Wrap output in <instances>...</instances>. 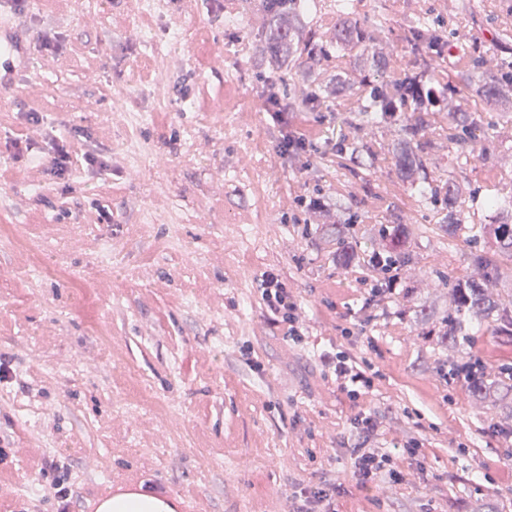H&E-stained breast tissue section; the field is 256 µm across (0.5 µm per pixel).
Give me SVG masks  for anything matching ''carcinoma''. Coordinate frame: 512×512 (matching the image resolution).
<instances>
[{"label": "carcinoma", "instance_id": "carcinoma-1", "mask_svg": "<svg viewBox=\"0 0 512 512\" xmlns=\"http://www.w3.org/2000/svg\"><path fill=\"white\" fill-rule=\"evenodd\" d=\"M305 6L303 0H263L262 8L266 16L265 41L263 54L279 65L291 62L297 51L301 35L299 18ZM336 45L352 50L364 42V36L357 23L348 18L340 19L334 34ZM442 49L439 35L416 33L413 41V52L417 55L428 54ZM428 87L416 73H407L389 85L382 87L357 102V111L371 112L373 118L383 122L396 119V114L408 105H413L412 112L404 118V141L397 144L396 152L402 166L412 175L418 174L423 168V154L426 143L416 140L426 125L425 112L429 109L426 102ZM448 111V141L464 144L471 140L474 130L478 128V119L470 112H464L453 99L443 103ZM445 192L448 201V236L464 237L467 242L483 239V248L471 256V263L476 275L467 279H457L452 284L448 298V316L443 322L445 336L461 334L462 322L465 319L493 318L503 332L512 333V308L508 309L494 301L489 289L499 282L503 272L497 257L507 254L512 257V221L494 225L489 232L477 234L474 227L460 222L456 217L457 208L463 201L454 184L435 188L433 194ZM338 235L339 258L349 263L355 261L359 254L357 244L342 237V230L336 229ZM382 261L395 266L409 263L410 257L402 247V239L396 234L389 235V249ZM471 390L479 397H495L502 390L512 392V375H500L497 381H488L483 376L467 380Z\"/></svg>", "mask_w": 512, "mask_h": 512}]
</instances>
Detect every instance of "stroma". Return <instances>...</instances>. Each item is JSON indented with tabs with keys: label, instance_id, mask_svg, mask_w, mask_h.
I'll list each match as a JSON object with an SVG mask.
<instances>
[{
	"label": "stroma",
	"instance_id": "1",
	"mask_svg": "<svg viewBox=\"0 0 512 512\" xmlns=\"http://www.w3.org/2000/svg\"><path fill=\"white\" fill-rule=\"evenodd\" d=\"M345 15L366 47L337 50ZM6 16L31 50L0 106V512H58L39 471L59 452L68 512L126 476L206 512H293L301 486L336 484L334 512H512V419L439 375L481 361L497 379L512 335L471 320L438 340L471 246L424 200L452 182L464 223L512 220V99L477 92L512 70V0H309L283 68L260 51L262 0H27ZM417 30L441 33L442 52L413 54ZM410 70L480 121L479 154L461 155L447 113H427L412 180L393 152L400 123L356 110ZM286 132L305 150L283 153ZM61 144L60 180L43 165ZM493 195L501 209L484 207ZM312 197L335 223H310ZM391 229L411 261L398 296L375 298L369 257ZM269 270L296 297L299 342L268 321ZM339 350L374 380L358 401L322 363ZM363 411L402 483L354 479Z\"/></svg>",
	"mask_w": 512,
	"mask_h": 512
}]
</instances>
